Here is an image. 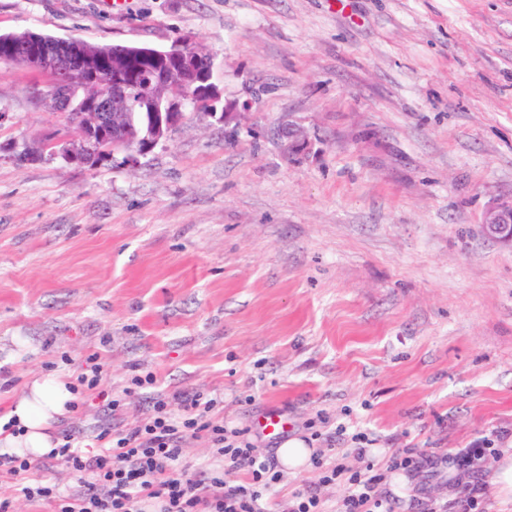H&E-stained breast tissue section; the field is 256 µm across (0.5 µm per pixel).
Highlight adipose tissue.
<instances>
[{
  "instance_id": "obj_1",
  "label": "adipose tissue",
  "mask_w": 512,
  "mask_h": 512,
  "mask_svg": "<svg viewBox=\"0 0 512 512\" xmlns=\"http://www.w3.org/2000/svg\"><path fill=\"white\" fill-rule=\"evenodd\" d=\"M69 381V375L61 372L29 378L9 413L18 430L12 433L0 429V451L38 459L54 448V426L76 399Z\"/></svg>"
}]
</instances>
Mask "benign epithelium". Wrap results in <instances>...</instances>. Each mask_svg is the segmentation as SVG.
Listing matches in <instances>:
<instances>
[{
  "instance_id": "7a95c632",
  "label": "benign epithelium",
  "mask_w": 512,
  "mask_h": 512,
  "mask_svg": "<svg viewBox=\"0 0 512 512\" xmlns=\"http://www.w3.org/2000/svg\"><path fill=\"white\" fill-rule=\"evenodd\" d=\"M95 44L82 39H43L37 31H26L15 38L0 42L4 56L0 59L21 64L48 74L53 80L47 89L35 96L52 103L56 110L67 115L68 122L78 133L79 145H68L61 151L69 163L95 165V141H112L113 152L123 154V161L134 164L149 153L183 119L185 102L176 96L168 102V111L152 114L153 140L133 138L127 134L122 121L123 111L137 107L142 101L176 83H187L202 94L209 103L221 96L214 82L215 56L187 42H176L168 49L131 46L127 54L116 55L117 64L111 66L112 82L106 95L85 98L77 105L69 95L74 85L96 84V74L108 64L105 56L94 52ZM140 55L152 58L156 70L139 92H134L124 70L126 56ZM481 228L492 240L512 245V202H494L484 212Z\"/></svg>"
}]
</instances>
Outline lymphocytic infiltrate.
<instances>
[{
    "instance_id": "1",
    "label": "lymphocytic infiltrate",
    "mask_w": 512,
    "mask_h": 512,
    "mask_svg": "<svg viewBox=\"0 0 512 512\" xmlns=\"http://www.w3.org/2000/svg\"><path fill=\"white\" fill-rule=\"evenodd\" d=\"M105 376V363L93 353L76 377L80 394L96 398L100 408L92 435L64 429L57 447L40 460L0 454V478L18 479L31 470L59 465L87 473V481L75 493L54 485L21 486L28 501L44 502L53 512H145L155 503L159 512H269L281 473L272 460L256 454L245 429H227L214 417L218 397L193 388L171 395L156 392L157 379L148 373L133 376L123 397L117 398L102 389ZM147 389L154 392L150 416L138 425L122 426L127 397ZM201 433L214 455L222 458L223 470L201 467L187 472L183 447ZM489 454V449L478 446L448 455V464L476 478L457 501V512H484L488 486L477 476ZM357 455L366 464L355 471L338 461L327 464L320 456L312 458L321 470V484H348L339 512H396L395 502L375 493L383 473L366 460L365 449H358ZM240 472L245 481H235Z\"/></svg>"
}]
</instances>
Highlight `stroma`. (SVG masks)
<instances>
[{
    "mask_svg": "<svg viewBox=\"0 0 512 512\" xmlns=\"http://www.w3.org/2000/svg\"><path fill=\"white\" fill-rule=\"evenodd\" d=\"M27 30L192 42L227 118L186 113L133 166L22 164L3 144L69 128L45 75L0 65L1 412L96 352L113 395L136 367L223 396L263 456L270 413L353 469L512 446V246L481 231L512 199V0H0V34ZM319 477L283 472L272 512ZM407 478L403 508L463 490ZM319 488L337 512L347 484ZM438 461H435L431 456L424 452L417 451L416 448L404 449L401 453L393 458L394 467L396 468H414L420 469L430 466L434 468Z\"/></svg>",
    "mask_w": 512,
    "mask_h": 512,
    "instance_id": "1",
    "label": "stroma"
}]
</instances>
